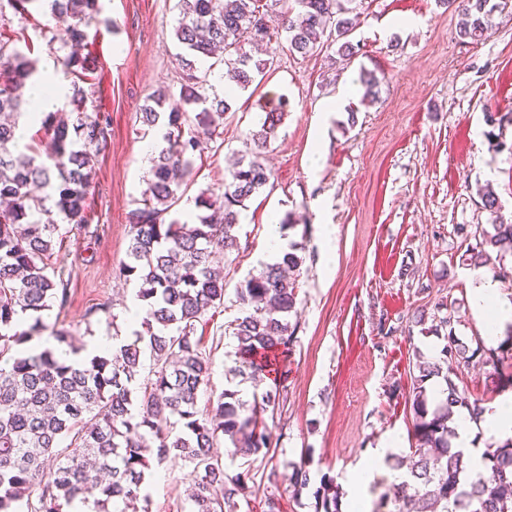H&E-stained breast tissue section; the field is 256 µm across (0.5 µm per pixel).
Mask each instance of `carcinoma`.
Listing matches in <instances>:
<instances>
[{
	"label": "carcinoma",
	"instance_id": "1",
	"mask_svg": "<svg viewBox=\"0 0 512 512\" xmlns=\"http://www.w3.org/2000/svg\"><path fill=\"white\" fill-rule=\"evenodd\" d=\"M56 20L66 23L63 41L79 46L83 26L100 12L99 0H46ZM352 0H272L281 6L283 29L292 52L302 57L337 46L342 58L356 53L349 36ZM461 7L457 37L481 40L485 18L507 5L505 0H444ZM268 4L261 0H177L175 35L182 45L185 71L179 100L159 93L141 108L142 123L161 127L164 145L151 158V178L141 206L131 213L130 239L123 273L138 286L147 302L140 331L131 341L105 349L81 364L60 361L51 348L27 347L43 330L41 313L53 303L67 302V284L50 274L57 263L58 221L74 226L88 222L87 195L94 167L91 148L105 139L107 127L91 120L85 93L73 89V109L65 118L41 113L44 137L51 141L47 156L27 145L19 150L16 137L21 110H34L29 81L33 60L0 41V512H18L24 501L30 512H63L80 498L93 499L95 512H110L109 504L144 502L145 470L150 461L180 457L191 467L189 500L192 512H235V497L252 479L246 469L227 476L218 452L227 440L231 456H250L270 448L263 414L280 407V392L267 390L248 403L226 389L201 412L197 399L210 383L212 358L196 336L197 323L212 308L224 304V275L213 266L217 254L238 249L240 209L268 184L271 172L261 162L283 113L267 112L260 128L250 134L247 150L224 178V189L201 192L195 199L197 222L166 220L180 198L184 179L193 170L195 152L213 139L231 109L230 97L203 93L205 80L196 64L217 52L233 70L241 89L274 67L272 58H255L248 47L257 37L269 42ZM94 59L71 52L62 65L82 77ZM43 189L45 196L34 194ZM490 227L469 231L460 225L459 262L482 268L493 254L512 243V219L501 213L498 198L478 190ZM51 205H46V202ZM295 243L282 260L265 265L235 288L244 315L235 320L239 365L233 372L262 381L271 356L287 347L296 325V278L304 257ZM448 305L435 304L428 331L443 336V361H418L409 404L412 446L409 464L393 455L390 466H408L409 479L393 485L398 512H512V438L480 457L485 474H466L464 452L456 448V418L466 410L479 421L483 407L459 389L452 364H491L492 388L512 385V375L498 364L512 359V334L498 353L481 344L471 346L456 334ZM34 317L30 325L23 315ZM150 351L153 364L141 375L142 356ZM440 378L446 397L434 400L428 382ZM68 445H63L65 440ZM342 491L324 477L314 493L313 512H340Z\"/></svg>",
	"mask_w": 512,
	"mask_h": 512
}]
</instances>
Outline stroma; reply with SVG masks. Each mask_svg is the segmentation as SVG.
I'll use <instances>...</instances> for the list:
<instances>
[{
    "label": "stroma",
    "mask_w": 512,
    "mask_h": 512,
    "mask_svg": "<svg viewBox=\"0 0 512 512\" xmlns=\"http://www.w3.org/2000/svg\"><path fill=\"white\" fill-rule=\"evenodd\" d=\"M177 0H100L101 13L86 28L85 49L96 68L75 80L60 60L68 48L57 39V20L44 0L26 15L0 11V35L37 58L34 81L79 84L90 118L108 120L105 143L94 152L88 188L89 221L61 225L59 265L68 301L42 315L45 331L35 347L54 346L66 331L79 347L116 334L132 339L129 299L137 292L122 267L130 239L129 214L149 179L144 143L153 140L140 108L157 90L178 95L181 51L175 37ZM351 36L358 52L332 59L324 51L301 57L288 49L286 32L274 35L268 53L275 66L257 90H235L222 134L197 156L171 215L193 219L188 202L222 186L230 161L244 150L266 112L284 117L263 156L269 184L239 216L238 251L223 260L226 293L197 326L213 361L211 380L197 407L206 410L229 385L236 342L227 332L242 310L235 287L263 262L271 216L290 218L289 241L302 244L297 281V330L264 388L283 402L266 423L272 445L266 457H224L227 474L250 468L254 480L236 498V512H311L312 489L294 493L287 477L305 464L312 480L334 477L347 486L371 449L398 439L410 452L405 399L417 355L437 358L443 338L421 331L419 310L448 299L461 323L456 333L474 342L482 329L471 307L468 267L458 260L457 225L487 224L478 189H491L512 216V9L495 12L483 40L456 36L459 15L441 0H356ZM408 27H399L401 19ZM380 80L375 98L358 85L361 70ZM337 101L333 114L324 104ZM495 124H488V115ZM335 229L332 248L321 227ZM106 302L94 318L85 313ZM397 329L382 338L380 322ZM191 468L173 457L151 465L163 483L148 488L152 512H191Z\"/></svg>",
    "instance_id": "35a3bbf8"
}]
</instances>
